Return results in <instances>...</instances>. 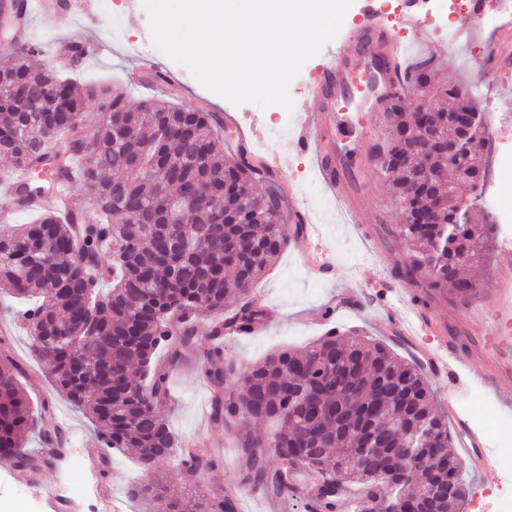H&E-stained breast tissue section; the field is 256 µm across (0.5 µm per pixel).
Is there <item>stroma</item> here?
<instances>
[{"mask_svg": "<svg viewBox=\"0 0 512 512\" xmlns=\"http://www.w3.org/2000/svg\"><path fill=\"white\" fill-rule=\"evenodd\" d=\"M100 19L97 36L105 44V55L95 61L82 63L72 71L74 80L81 83L98 82L123 90L127 106L138 110L140 104L159 95L161 86L136 88L126 79L127 71L152 62L164 71L176 91L173 104L197 112H213L225 119L219 131L224 136L226 156L237 154L238 147H246L278 173L279 183L288 200L289 208L308 205L309 194H317L320 204L312 214L331 247L334 256L331 270L325 274L310 272L298 256L297 241H290L270 270L255 284L254 294L263 297L266 316L260 331L250 336L233 335L224 339V353L238 367L244 368L283 348L303 350L327 328L318 324L317 316L326 307L335 305L337 295L349 297L350 306L335 320L340 331L356 330L361 334L388 344L398 355L406 350L387 327L392 313L401 306L397 293L399 284L392 277V267L402 261L408 249L403 240L389 242L388 255L370 252L363 235L355 225L343 223L336 201L328 193L316 173L310 157L298 153L290 133L272 139L270 130L276 117L270 109L247 103L235 106L222 97L203 88L185 66L179 65L153 44L149 17L142 0H93ZM472 9L458 0L445 14L426 17L436 34L424 44L407 52V60L433 58L438 76L451 84L472 86L474 103L485 109L486 135L489 146L475 158L478 167L492 171L496 154L512 153V95L495 94L492 102H485L483 90L489 77L481 65L494 32L485 30L471 37L468 43L449 45L447 28L457 23H469ZM85 30L78 19L66 15L56 19L53 28L36 27L31 38L40 48L33 58L35 66L53 70L63 63L55 53V41L64 38L80 41ZM339 127L351 128L360 145V155L367 159L363 205L366 210L384 218L390 225L402 223L403 213L390 202L387 183L380 177L376 165L371 164V148L391 134L384 115L339 113ZM476 223L487 225L489 237L483 257L464 265V277L475 278L484 292L479 299L490 303L485 289L493 276L494 249L499 227L494 212L478 207L473 214ZM23 302L0 293V326L4 327V351L22 368L19 381L27 394L32 411L50 405L51 412L63 431L61 443L43 444L37 434L26 437V446L39 461V467L30 480H20L9 462L0 460V512H52L47 498L55 492L70 501L68 512H104L100 496L103 484L114 485L125 504V512H144L143 502L130 499L128 491L134 486L154 484L164 479L173 484L190 485L195 494L213 498L231 484L242 481L236 447L222 426L204 419L201 407L210 398L204 385L194 352H187L182 365L171 376L170 397L158 412L168 422L178 441L195 438L213 451L215 463L195 475L184 472L179 455H172L154 467L142 466L133 449L109 450L89 454L85 443L97 439L98 430L92 419L58 394L45 366L31 351V338L17 318ZM471 390L458 396V410L471 428L486 436L494 449H501L503 426H512V412L500 411L491 399H484L481 412L471 407ZM468 493L463 512H501L504 504L512 502V474L501 471L499 477L479 479L465 472Z\"/></svg>", "mask_w": 512, "mask_h": 512, "instance_id": "stroma-1", "label": "stroma"}]
</instances>
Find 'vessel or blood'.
Instances as JSON below:
<instances>
[{"label":"vessel or blood","mask_w":512,"mask_h":512,"mask_svg":"<svg viewBox=\"0 0 512 512\" xmlns=\"http://www.w3.org/2000/svg\"><path fill=\"white\" fill-rule=\"evenodd\" d=\"M376 0H361L362 22L353 29L348 44L331 48L325 55L321 72L312 85V96L318 109L303 113L296 144L301 151H315L319 173L332 190L337 202L350 219L357 224L371 221L370 213L361 209L364 172L354 167L355 148L342 140L324 138L338 111L349 106L360 112L384 111L386 103L401 96L405 88L397 81L392 64L400 60L401 51L384 23ZM67 0H22L15 17V36L18 42H27L34 19L55 21L66 9ZM398 25L416 43L426 42V23L416 7H409L398 18ZM512 62V47L503 46L492 52L485 65L500 75L503 93L512 92V79L502 71ZM300 252L304 265L319 272L331 266V253L321 244L320 227L304 223L299 234ZM490 304L468 297L456 301L450 311L451 319L424 316L414 309L396 314L391 329L409 346H416L418 337L431 336L445 347H461L462 358L478 370L480 385L493 394L499 405L512 408V396L505 392L512 386V239H502L494 253V276L491 283ZM457 387H449L443 401L458 435L457 455L477 476L497 475V457L485 446L468 420L456 411Z\"/></svg>","instance_id":"1"}]
</instances>
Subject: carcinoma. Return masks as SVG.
I'll return each mask as SVG.
<instances>
[{"instance_id": "cac0c4a2", "label": "carcinoma", "mask_w": 512, "mask_h": 512, "mask_svg": "<svg viewBox=\"0 0 512 512\" xmlns=\"http://www.w3.org/2000/svg\"><path fill=\"white\" fill-rule=\"evenodd\" d=\"M37 53L36 46L27 45L0 58V132L15 131L13 138L0 141V172L22 167L30 175L15 186L19 201L57 182L78 181L96 199V216L87 218L82 208L63 217L38 212L30 223L0 231V285L11 297L32 303L23 312L32 352L69 402L92 414L104 447L133 448L147 467L174 454L178 442L155 407L166 403L170 375L195 343L194 329L174 333L173 321L198 313L221 322L198 358L211 392V420L231 432L244 464L243 483L261 485L274 496H293L288 478L295 471H342L358 495L346 502L327 487L310 503L312 512H378L385 497L388 509L416 512L428 501L429 483L438 481L449 485L450 493L434 504L435 512H452L466 496L462 470L448 469L433 451H422L419 461L407 460L394 471L361 457L372 440L384 457H391L406 447L410 430L424 425L449 447L448 416L433 406L419 365L398 359L356 330L332 331L303 352L283 349L240 372L224 355V332L249 335L258 329L265 310L250 300V291L288 246L275 171L244 147L237 158H225L214 114L185 112L159 100L133 112L122 91L79 85L60 72L33 67L29 59ZM394 69L407 87L456 100L454 108L435 111V129L426 132L434 141L423 161L385 171L392 178L394 204L405 213L410 201H420L428 215L424 224L410 218L384 228L409 247L393 276L416 289L412 302L423 313L448 289L462 298L473 293V282L459 274L466 261L460 246L477 258L483 234L469 218L456 223L448 145L456 137L485 145V124L463 131L450 123L477 108L466 103L469 88L436 84L431 59L402 61ZM14 83L52 103L54 111L43 114L12 101L7 93ZM94 97L104 99V111L86 137L76 130L74 112ZM389 116L393 135L372 152L405 156L410 135L423 124L417 115L401 112L399 98ZM168 123L182 133L160 136ZM60 136L66 146L51 149ZM258 183L266 185L265 193H255ZM187 192L198 203L182 207ZM169 219L191 230L189 248L173 264L161 255ZM96 271L112 278V288L97 289ZM233 292L239 304L226 313L225 301ZM160 347L168 358L157 365L152 359ZM333 362L343 373L340 392L320 370ZM17 372L19 366L3 357L0 459L22 473L34 462L26 434L36 431L52 445L61 442L62 431L48 415L49 407L34 417ZM142 373L150 376L145 387L136 380ZM239 418L273 427L276 469L267 468L263 452L270 437L234 428ZM182 461L190 475L212 464L201 447L186 449ZM129 494L157 512H235L233 498L224 494L202 499L186 488L175 491L162 484L133 487Z\"/></svg>"}]
</instances>
